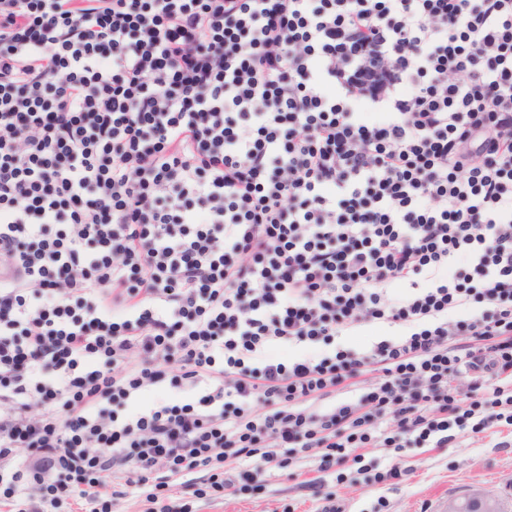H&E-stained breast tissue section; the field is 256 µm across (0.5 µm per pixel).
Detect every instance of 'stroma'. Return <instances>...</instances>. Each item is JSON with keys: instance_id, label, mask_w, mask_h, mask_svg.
Masks as SVG:
<instances>
[{"instance_id": "35a3bbf8", "label": "stroma", "mask_w": 512, "mask_h": 512, "mask_svg": "<svg viewBox=\"0 0 512 512\" xmlns=\"http://www.w3.org/2000/svg\"><path fill=\"white\" fill-rule=\"evenodd\" d=\"M502 439L499 433H462L441 450L406 448L399 461L409 474L401 484H380L368 491L350 469L337 490L346 512H440L449 498L472 490L495 494L506 512H512V447H502ZM287 507L309 512L311 502L294 480L281 478L264 491L206 505L200 512H283Z\"/></svg>"}]
</instances>
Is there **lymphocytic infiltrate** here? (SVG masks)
Here are the masks:
<instances>
[{
  "label": "lymphocytic infiltrate",
  "instance_id": "1",
  "mask_svg": "<svg viewBox=\"0 0 512 512\" xmlns=\"http://www.w3.org/2000/svg\"><path fill=\"white\" fill-rule=\"evenodd\" d=\"M502 424L512 0H0V512ZM396 332V329L384 325H368L357 329L349 336H345L343 343L350 348L363 349L374 342L395 337L393 334H396Z\"/></svg>",
  "mask_w": 512,
  "mask_h": 512
}]
</instances>
